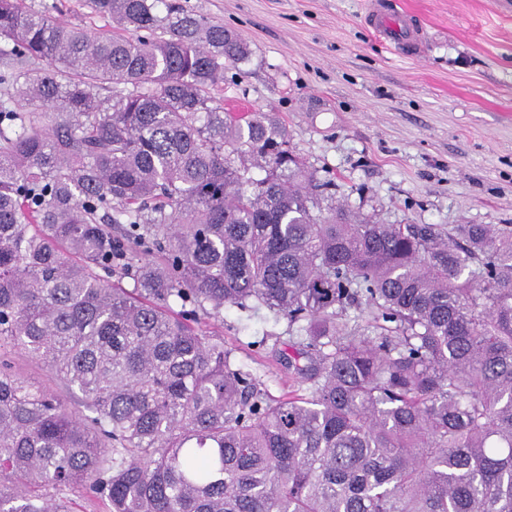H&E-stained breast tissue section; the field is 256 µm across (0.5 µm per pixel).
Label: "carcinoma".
I'll return each mask as SVG.
<instances>
[{
  "instance_id": "1",
  "label": "carcinoma",
  "mask_w": 512,
  "mask_h": 512,
  "mask_svg": "<svg viewBox=\"0 0 512 512\" xmlns=\"http://www.w3.org/2000/svg\"><path fill=\"white\" fill-rule=\"evenodd\" d=\"M89 7L0 0V55L47 64L0 72L29 107H0V512H512V224L314 213L336 184L279 117L213 105L245 42ZM226 306L305 333L297 392L196 326ZM86 0H28V4L34 10H42L46 4L57 3V9L52 10L50 15L57 22L67 25H84L98 28L105 22L90 13V9L85 5ZM67 505L74 512H108L104 502L98 498L87 496L79 489L66 491Z\"/></svg>"
}]
</instances>
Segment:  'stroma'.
<instances>
[{
	"label": "stroma",
	"instance_id": "1",
	"mask_svg": "<svg viewBox=\"0 0 512 512\" xmlns=\"http://www.w3.org/2000/svg\"><path fill=\"white\" fill-rule=\"evenodd\" d=\"M249 45L213 90L225 111L276 113L335 204L381 224H512V0H397L429 37L405 55L368 0H181ZM219 332L274 397L296 389L288 322L225 308Z\"/></svg>",
	"mask_w": 512,
	"mask_h": 512
}]
</instances>
